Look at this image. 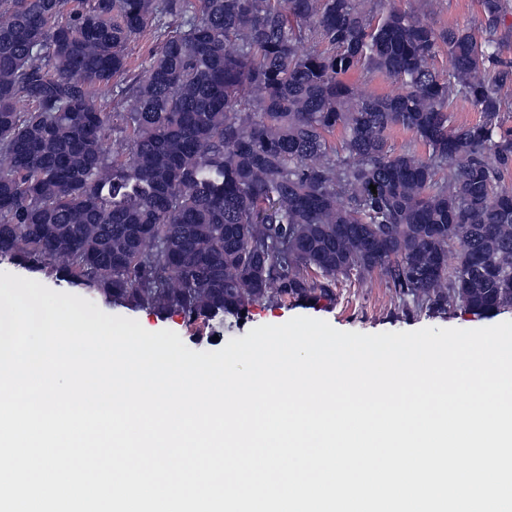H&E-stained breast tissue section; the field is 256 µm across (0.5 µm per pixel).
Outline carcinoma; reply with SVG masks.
I'll use <instances>...</instances> for the list:
<instances>
[{
	"mask_svg": "<svg viewBox=\"0 0 512 512\" xmlns=\"http://www.w3.org/2000/svg\"><path fill=\"white\" fill-rule=\"evenodd\" d=\"M480 7L477 33L362 0H0V262L189 322L374 271L431 307H511L512 61L502 0ZM457 100L480 119L454 126ZM155 38L146 34L128 47L132 70L141 72L147 60L149 51L156 45Z\"/></svg>",
	"mask_w": 512,
	"mask_h": 512,
	"instance_id": "carcinoma-1",
	"label": "carcinoma"
}]
</instances>
